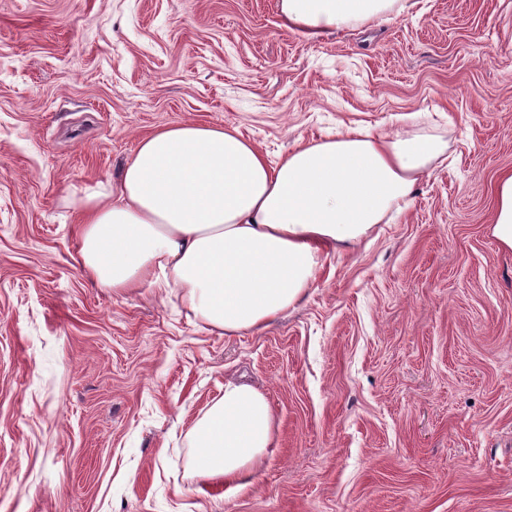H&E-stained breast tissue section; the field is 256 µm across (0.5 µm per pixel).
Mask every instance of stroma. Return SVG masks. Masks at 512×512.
<instances>
[{"instance_id":"35a3bbf8","label":"stroma","mask_w":512,"mask_h":512,"mask_svg":"<svg viewBox=\"0 0 512 512\" xmlns=\"http://www.w3.org/2000/svg\"><path fill=\"white\" fill-rule=\"evenodd\" d=\"M182 122L268 160L346 128L447 159L306 300L225 336L77 261L75 185ZM512 0H415L319 38L279 0H0V512H512ZM243 379L276 446L242 491L187 434ZM492 234L503 249L512 250V171L503 172L496 184Z\"/></svg>"}]
</instances>
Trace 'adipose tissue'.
Masks as SVG:
<instances>
[{
	"mask_svg": "<svg viewBox=\"0 0 512 512\" xmlns=\"http://www.w3.org/2000/svg\"><path fill=\"white\" fill-rule=\"evenodd\" d=\"M307 35L408 10L407 0H279ZM445 144L437 136L350 128L269 163L236 129L180 123L138 143L117 183L71 187L79 256L115 291L174 288L195 320L233 335L263 328L307 296L325 257L358 247L410 203ZM492 234L512 250V171L496 184ZM266 396L229 380L190 431V467L246 485L273 440Z\"/></svg>",
	"mask_w": 512,
	"mask_h": 512,
	"instance_id": "1",
	"label": "adipose tissue"
}]
</instances>
